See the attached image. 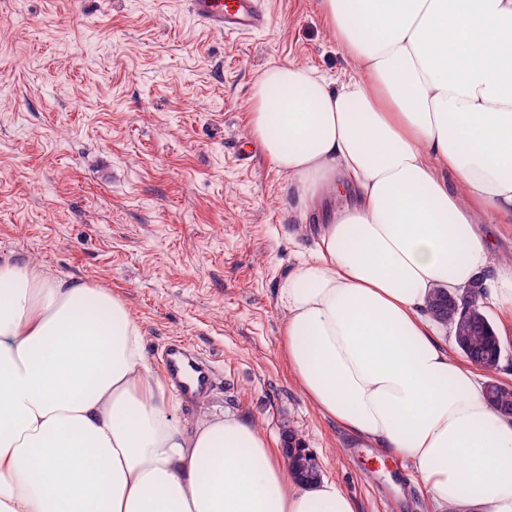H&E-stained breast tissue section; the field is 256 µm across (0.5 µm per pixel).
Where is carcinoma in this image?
<instances>
[{
    "instance_id": "obj_1",
    "label": "carcinoma",
    "mask_w": 512,
    "mask_h": 512,
    "mask_svg": "<svg viewBox=\"0 0 512 512\" xmlns=\"http://www.w3.org/2000/svg\"><path fill=\"white\" fill-rule=\"evenodd\" d=\"M482 285L475 283L457 298L445 291L440 292L431 303V312L436 320L449 328L460 323L463 333L454 335L455 343L462 354L480 369L490 373L487 382L492 396V404L505 414L512 413V386L495 378L500 369L503 347L496 327L479 305ZM288 458L292 467L305 480L317 479L315 459L301 444L288 445Z\"/></svg>"
}]
</instances>
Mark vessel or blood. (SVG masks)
I'll return each instance as SVG.
<instances>
[{
	"instance_id": "b4317fda",
	"label": "vessel or blood",
	"mask_w": 512,
	"mask_h": 512,
	"mask_svg": "<svg viewBox=\"0 0 512 512\" xmlns=\"http://www.w3.org/2000/svg\"><path fill=\"white\" fill-rule=\"evenodd\" d=\"M189 12L201 23L224 34H251L268 27L265 0H186ZM160 367L171 388L185 400L205 394L213 383L212 365L187 350L184 340L167 344Z\"/></svg>"
}]
</instances>
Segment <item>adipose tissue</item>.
<instances>
[{
  "label": "adipose tissue",
  "instance_id": "ef3b65f1",
  "mask_svg": "<svg viewBox=\"0 0 512 512\" xmlns=\"http://www.w3.org/2000/svg\"><path fill=\"white\" fill-rule=\"evenodd\" d=\"M320 9L351 71L272 64L250 95V135L317 237L279 291L282 352L324 417L420 477L431 512H512V415L428 312L493 270L489 300L512 313V261L485 231L512 224V0ZM0 512L356 509L243 416L181 427L121 299L6 258Z\"/></svg>",
  "mask_w": 512,
  "mask_h": 512
}]
</instances>
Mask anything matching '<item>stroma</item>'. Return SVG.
I'll use <instances>...</instances> for the list:
<instances>
[{
	"label": "stroma",
	"mask_w": 512,
	"mask_h": 512,
	"mask_svg": "<svg viewBox=\"0 0 512 512\" xmlns=\"http://www.w3.org/2000/svg\"><path fill=\"white\" fill-rule=\"evenodd\" d=\"M320 0H268V28H203L185 0H0V258L96 283L127 305L154 376L175 339L215 368L188 404L299 439L356 512H427L421 480L323 417L281 350L279 289L314 248L264 150L240 165L273 62L335 79L349 58Z\"/></svg>",
	"instance_id": "35a3bbf8"
}]
</instances>
